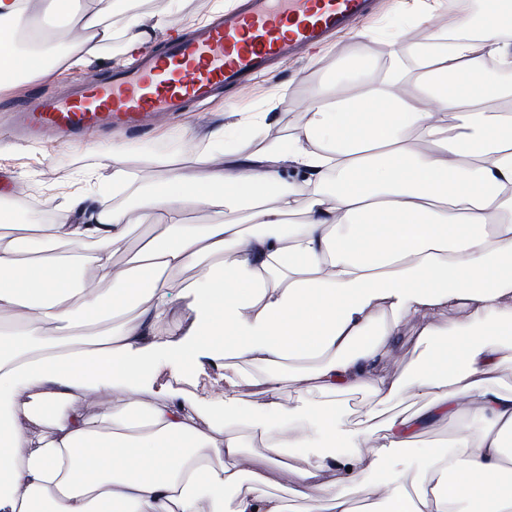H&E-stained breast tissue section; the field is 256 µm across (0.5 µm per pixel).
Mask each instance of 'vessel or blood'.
<instances>
[{"label":"vessel or blood","instance_id":"vessel-or-blood-1","mask_svg":"<svg viewBox=\"0 0 512 512\" xmlns=\"http://www.w3.org/2000/svg\"><path fill=\"white\" fill-rule=\"evenodd\" d=\"M368 0H248L209 26L170 41L163 56L144 55L129 70L90 79L63 100L15 109L17 134L30 142L72 140L99 128L145 129L160 113L261 73L272 59L321 44L325 36L364 19Z\"/></svg>","mask_w":512,"mask_h":512}]
</instances>
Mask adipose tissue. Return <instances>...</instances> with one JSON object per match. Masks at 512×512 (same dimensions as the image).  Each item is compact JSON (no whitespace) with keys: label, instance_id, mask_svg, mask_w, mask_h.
Listing matches in <instances>:
<instances>
[{"label":"adipose tissue","instance_id":"adipose-tissue-1","mask_svg":"<svg viewBox=\"0 0 512 512\" xmlns=\"http://www.w3.org/2000/svg\"><path fill=\"white\" fill-rule=\"evenodd\" d=\"M120 2L84 0L73 45L65 26L43 21L64 14V0H0V90L103 60L118 38L124 58L138 56L153 31L169 30L158 13L117 33ZM481 4L476 33L444 50L417 46L427 106L399 86L398 31L383 79L316 94L289 140L268 113L239 112L208 131L194 173L171 169L149 185L101 154L113 197L137 199L152 218L132 265L113 262L129 225L119 209L88 207L90 186L73 195L68 223L0 236V512H288L247 460L246 436L263 441L271 468L289 449L322 448L291 489L307 512H512V390L500 385L512 363V83L497 78L512 70V0ZM377 101L385 111H371ZM244 128L269 134L267 146L234 148ZM290 167L304 178L280 188ZM189 200L246 210L247 221L184 223ZM298 209L302 222L289 223ZM189 266L199 276L177 286ZM78 268L111 295L75 287ZM451 304L463 317L416 335L429 348L417 369L425 406L345 426L338 394L365 387L384 404L400 392L378 370L399 349L402 318ZM381 308L390 319H376ZM177 314L185 333L171 325ZM105 315L115 324L93 330ZM220 356L262 369L266 400L242 405L241 375L226 373L224 412L208 430L202 410L175 394L155 400L144 384L156 365L199 370ZM286 374L316 399L283 410ZM103 387L123 393L118 412L93 410ZM444 420L457 432L418 476L355 506L364 471Z\"/></svg>","mask_w":512,"mask_h":512}]
</instances>
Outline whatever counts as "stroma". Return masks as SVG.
I'll use <instances>...</instances> for the list:
<instances>
[{"label": "stroma", "instance_id": "obj_1", "mask_svg": "<svg viewBox=\"0 0 512 512\" xmlns=\"http://www.w3.org/2000/svg\"><path fill=\"white\" fill-rule=\"evenodd\" d=\"M371 17L351 30L332 35L325 43L292 58L275 62L264 76L225 88L218 98L202 106H193L184 116L164 115L154 128L142 131L105 129L81 142L60 139L46 145L30 146L12 139L0 131V208L13 210L22 224H40L44 219L66 223L70 215L68 200L74 189L70 176L77 171L94 168L98 155L111 151L113 144H121L117 158L119 166L136 172L142 182L159 183L165 180V168L148 163L151 155H165L182 169L191 168L195 152L206 150V132L225 112L270 111L275 130L281 138L295 135L302 126L311 98L324 86L342 81L353 62L365 65L364 79L373 82L383 74L382 61L386 46L383 34L397 29L403 18L416 7L415 0H374ZM207 0H126L116 23H123L165 9L170 23L189 32L198 25ZM480 0H440L438 9L425 24L411 28L413 41L445 42L450 23L472 16L479 9ZM113 59H104L88 69L62 72L52 79H35L20 86L0 91V114L9 111L19 101H37L64 95L69 88L88 79L107 77L116 68L115 57L120 47H113ZM99 178L105 188L100 198L102 205L116 206L123 211L124 222L130 223V250H137L147 233L142 209L132 200L113 199L111 170L101 171ZM420 317L404 320L399 338V351L393 363L385 364L381 372L402 380L403 389L383 411L384 416L413 412L422 407L417 394L414 367L421 354L415 345ZM224 381V369L211 364L197 373L174 375L169 369L155 370L149 384L158 398H167L177 392L186 403L210 411H218L219 384ZM455 433L449 422L429 425L415 446L397 456V465H385L361 475L366 488L391 481L395 475L410 479L423 459L436 446L448 441Z\"/></svg>", "mask_w": 512, "mask_h": 512}]
</instances>
